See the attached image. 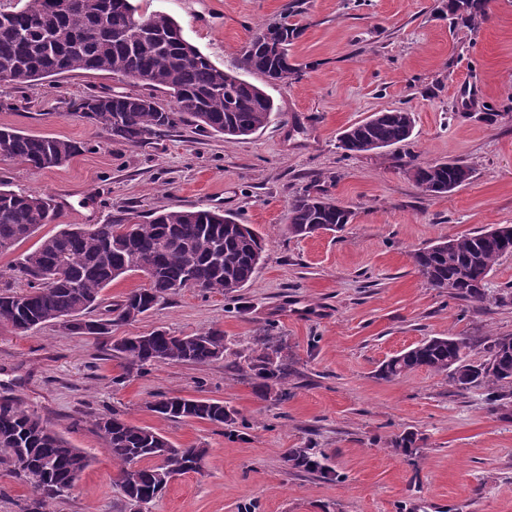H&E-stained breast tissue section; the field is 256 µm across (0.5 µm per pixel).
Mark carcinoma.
<instances>
[{
  "label": "carcinoma",
  "instance_id": "1",
  "mask_svg": "<svg viewBox=\"0 0 512 512\" xmlns=\"http://www.w3.org/2000/svg\"><path fill=\"white\" fill-rule=\"evenodd\" d=\"M57 2L24 0L19 9L0 12V76L26 85L74 71L107 72L143 88L138 93L88 94L70 102L75 114L103 128L112 140L139 147L181 125L220 134L227 141L241 140L274 120V101L265 90L215 66L183 37L170 15H138L131 0H93L89 5L82 0L66 12L56 10ZM485 7L486 0L445 4L451 19L469 24L485 15ZM302 32L286 14L260 25L243 47L237 68L261 75L268 85L288 82L299 72L289 62L288 46ZM157 92L172 97L173 105L160 106ZM413 129L414 116L407 110L376 112L345 129L339 148L348 155L387 148L408 141ZM84 149L73 140L0 128V151L34 169L63 166ZM406 174L424 193L440 195L468 181L471 170L460 163L435 161L415 164ZM57 215L52 198L0 184V253L31 238ZM351 218L352 211L340 202L307 188L288 203L287 230L294 236L338 231ZM263 253L262 240L249 225L219 210L162 209L145 222L124 213L104 224H66L17 259V267L28 277V289L22 294L0 290V324L26 333L32 326L65 319L72 334L110 337L113 326L137 320L184 288L199 286L222 294L239 291L251 281ZM509 254L512 236L492 228L420 249L413 260L431 287L446 289L451 280L452 298L482 302L490 272ZM52 271L61 278L47 288L45 279ZM134 272L147 276L148 287L130 293L102 318H85L99 306L102 291L113 280ZM466 348L463 338L432 337L384 362L379 376L390 380L425 368L446 375L458 389L484 384L491 404L512 406V336L491 339L487 358L476 365L466 360ZM112 352L123 361L127 375L159 363L209 365L224 358V331L173 336L155 329L116 339ZM248 360L261 397L285 394L291 371L282 348L265 342ZM151 410L171 420L197 419L215 425L235 420V412L223 401L210 398L162 394ZM92 424L119 465V485L134 506L150 503L174 477L200 470L207 453L205 448H178L152 429L126 421L117 411L96 417ZM392 446L407 456L417 452L411 433L397 437ZM0 460L11 463L24 482L48 484L51 491L41 493L44 502L71 491L75 475L89 465L87 454L35 413L10 401L0 403ZM285 461L293 470L331 476L307 448L290 449ZM133 477L138 478L134 496L126 491Z\"/></svg>",
  "mask_w": 512,
  "mask_h": 512
}]
</instances>
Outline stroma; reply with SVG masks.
<instances>
[{"mask_svg": "<svg viewBox=\"0 0 512 512\" xmlns=\"http://www.w3.org/2000/svg\"><path fill=\"white\" fill-rule=\"evenodd\" d=\"M303 34L288 48L299 75L269 85L278 117L234 142L183 126L131 147L73 114L71 100L126 87L120 76L77 71L24 88L0 82V127L84 143L64 166L32 169L0 155V182L51 197L57 223L101 224L121 210L216 208L240 214L266 243V259L233 294L186 288L112 338L53 325L20 335L0 325V401L35 412L92 458L65 496L40 503L0 463V512H512V409L487 390L452 386L420 368L387 381L380 365L434 336L467 338L468 362L489 338L512 336V255L489 276L485 302L431 288L412 255L438 240L512 226V0H487L478 26L450 19L443 0H133L139 14L175 18L185 38L232 70L258 26L288 13ZM404 109L410 141L353 158L341 133L373 113ZM460 162L464 187L430 196L406 175L411 161ZM353 213L342 230L295 237L288 202L305 187ZM163 328L224 332L223 359L157 364L124 375L113 337ZM284 348L288 395L258 397L246 357L265 337ZM213 398L236 421H174L150 411L158 395ZM118 411L177 446L208 450L202 468L174 479L136 509L94 417ZM410 432L418 451L396 452ZM307 448L333 479L290 470Z\"/></svg>", "mask_w": 512, "mask_h": 512, "instance_id": "stroma-1", "label": "stroma"}]
</instances>
